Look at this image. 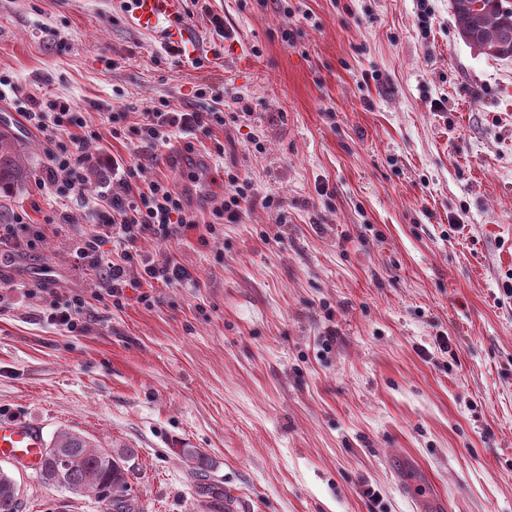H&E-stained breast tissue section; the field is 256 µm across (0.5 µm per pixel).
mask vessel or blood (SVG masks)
<instances>
[{
    "instance_id": "vessel-or-blood-1",
    "label": "vessel or blood",
    "mask_w": 512,
    "mask_h": 512,
    "mask_svg": "<svg viewBox=\"0 0 512 512\" xmlns=\"http://www.w3.org/2000/svg\"><path fill=\"white\" fill-rule=\"evenodd\" d=\"M130 10L135 27L163 34L181 57H196L200 43L185 20L184 0H131ZM43 448V436L37 427L19 419H0V457L14 459L34 470Z\"/></svg>"
}]
</instances>
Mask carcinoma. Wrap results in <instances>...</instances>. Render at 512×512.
<instances>
[{
    "label": "carcinoma",
    "instance_id": "1",
    "mask_svg": "<svg viewBox=\"0 0 512 512\" xmlns=\"http://www.w3.org/2000/svg\"><path fill=\"white\" fill-rule=\"evenodd\" d=\"M454 19L460 36L481 55L512 57V10L504 0H452ZM27 176L22 147L0 136V191L9 193ZM179 459L200 475L207 458L196 448H178ZM129 448H106L77 431L61 430L43 450L39 468L41 480L73 495H92L108 506V512H139L129 485ZM16 481L0 470V512H21Z\"/></svg>",
    "mask_w": 512,
    "mask_h": 512
}]
</instances>
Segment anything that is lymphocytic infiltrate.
<instances>
[{"label": "lymphocytic infiltrate", "mask_w": 512, "mask_h": 512, "mask_svg": "<svg viewBox=\"0 0 512 512\" xmlns=\"http://www.w3.org/2000/svg\"><path fill=\"white\" fill-rule=\"evenodd\" d=\"M10 95L22 97L25 117L34 128L83 130L87 127L82 113L73 103L54 96L23 95L10 76L0 73V101ZM224 123V112L220 109L188 112L162 103L143 112L136 131L142 140L155 144L166 142L176 131L190 136ZM46 157L47 187L54 197L68 199L83 187L87 158L80 150L52 140L46 147ZM138 179L137 168H123L118 191L97 200L98 222L92 232L80 236L73 253L76 265L102 268L106 294L115 299L123 298L125 290L139 281L149 285L156 282L172 285L191 279L189 271L180 264L144 255L138 243L148 238L169 240L178 228L196 224L197 212L165 179L151 182L146 190L133 192L132 186ZM107 243L119 249L120 258L105 264L101 261V253ZM133 262L141 268V276L136 281L127 277V266Z\"/></svg>", "instance_id": "lymphocytic-infiltrate-1"}]
</instances>
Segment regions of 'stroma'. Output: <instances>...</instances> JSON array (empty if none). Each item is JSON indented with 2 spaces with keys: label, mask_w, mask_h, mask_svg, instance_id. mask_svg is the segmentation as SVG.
I'll use <instances>...</instances> for the list:
<instances>
[{
  "label": "stroma",
  "mask_w": 512,
  "mask_h": 512,
  "mask_svg": "<svg viewBox=\"0 0 512 512\" xmlns=\"http://www.w3.org/2000/svg\"><path fill=\"white\" fill-rule=\"evenodd\" d=\"M188 0L196 63L120 0H0V72L84 112L96 173L52 223L47 140L0 101L28 176L0 224L40 227L0 262V414L135 452L140 512H512V58L477 54L450 0ZM224 18L213 41L210 14ZM237 122L164 144L116 140L166 100ZM208 159L198 168L195 158ZM167 179L201 214L142 251L190 272L120 302L75 269L113 164ZM273 198L275 207L263 204ZM82 327L43 311L73 294ZM178 448L208 460L198 477ZM22 512H106L0 459ZM234 187V193L228 201L224 200L220 206H216L210 212L209 220L204 224H235L241 216V203L252 197V188L246 180H241L237 175L228 177Z\"/></svg>",
  "instance_id": "1"
}]
</instances>
